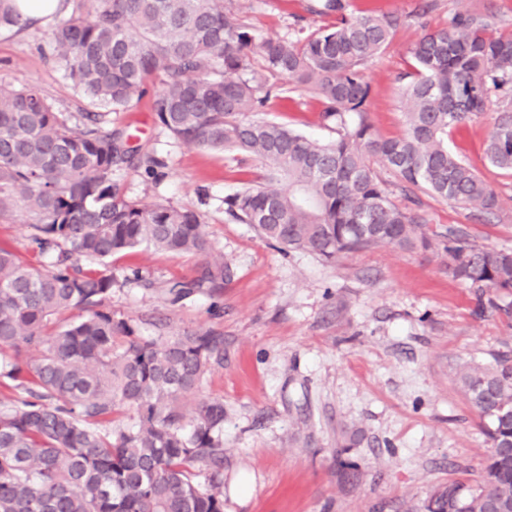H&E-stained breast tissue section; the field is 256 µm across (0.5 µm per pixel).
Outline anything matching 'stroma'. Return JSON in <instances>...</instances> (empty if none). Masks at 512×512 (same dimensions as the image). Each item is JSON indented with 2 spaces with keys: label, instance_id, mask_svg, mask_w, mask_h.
Instances as JSON below:
<instances>
[{
  "label": "stroma",
  "instance_id": "stroma-1",
  "mask_svg": "<svg viewBox=\"0 0 512 512\" xmlns=\"http://www.w3.org/2000/svg\"><path fill=\"white\" fill-rule=\"evenodd\" d=\"M418 0H350L354 11L399 17L390 45L363 68L370 94L366 117L381 136L403 134V84L409 50L426 29L446 27L457 13L482 16L489 35L512 34V0H437L428 28L412 17ZM256 39L313 32L331 24L308 10L310 0H231ZM60 16L0 31V79L40 90L71 123L92 106L48 53ZM320 102L292 89L273 99L258 121L276 122L320 140L336 137L321 120ZM501 112H484L448 136L498 197L493 218L424 193L404 194L395 177L391 201L420 212L427 233L454 226L471 243L512 250V172L492 167L484 143ZM101 125L122 129L143 163L115 171L132 201L188 208L230 268L216 294L173 299L169 288L196 278L200 257L142 247L113 256L115 318L143 334L208 331L224 339L204 395L224 402V512H425L435 489L474 483L488 450L477 413L458 383L469 363L512 355V315L477 316L479 292L448 271L442 248L381 247L335 261L285 251L248 224L227 219L224 198L257 181V161L187 145L156 121L152 96L102 108ZM139 270L141 280L129 279Z\"/></svg>",
  "mask_w": 512,
  "mask_h": 512
}]
</instances>
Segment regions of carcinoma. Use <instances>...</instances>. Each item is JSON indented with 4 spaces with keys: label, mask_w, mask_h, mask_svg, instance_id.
I'll use <instances>...</instances> for the list:
<instances>
[{
    "label": "carcinoma",
    "mask_w": 512,
    "mask_h": 512,
    "mask_svg": "<svg viewBox=\"0 0 512 512\" xmlns=\"http://www.w3.org/2000/svg\"><path fill=\"white\" fill-rule=\"evenodd\" d=\"M84 8L95 14L89 24ZM309 12L334 21L257 43L224 0H78L48 48L90 104L125 107L157 82L153 111L170 134L259 160V184L226 196L224 213L288 250L330 262L379 246H433L423 218L389 201L374 158L405 193L493 214L495 192L448 150V134L495 100L507 105L484 155L512 171V34L490 37L481 18L462 13L426 32L399 76L405 133L382 139L364 116L362 66L388 46L397 19L355 14L348 0H315ZM29 25L17 0H0V29ZM290 85L320 101L336 140L248 118ZM85 119L71 126L36 88L0 82V217L25 212L41 257L34 264L0 248V378L26 393L0 400V512H224V402L198 398L189 418L180 407L222 363L224 339L139 335L107 304L112 275L85 273L73 257L105 266L142 246L205 256L195 281L171 285L177 300L219 291L229 268L212 257L199 213L121 193L114 171L134 164L138 149L98 115ZM439 244L455 279L512 294V250L473 245L453 227ZM69 309L80 319L56 323ZM460 381L489 453L475 485L438 488L426 512H512V356L469 367ZM117 407L134 412L131 423L93 427Z\"/></svg>",
    "instance_id": "carcinoma-1"
}]
</instances>
